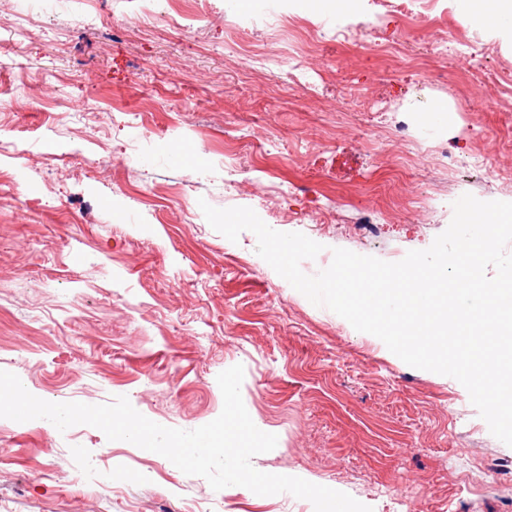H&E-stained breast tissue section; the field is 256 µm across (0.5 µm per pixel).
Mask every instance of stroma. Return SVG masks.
<instances>
[{
	"label": "stroma",
	"instance_id": "obj_1",
	"mask_svg": "<svg viewBox=\"0 0 512 512\" xmlns=\"http://www.w3.org/2000/svg\"><path fill=\"white\" fill-rule=\"evenodd\" d=\"M433 0L417 27L376 0L347 38L336 0L306 9L318 47L249 31L259 62L224 42V0L191 33L170 11L140 26L126 0H95L90 29L70 0L32 12L0 0V370L34 396L90 405L128 397L150 420L219 416L217 376L244 368V405L276 447L262 472L297 476L373 512H512V447L455 379L417 369L376 336L313 305L198 202L252 208L280 232L397 262L428 248L464 194L512 201V38ZM407 32L400 50L381 46ZM448 57L424 85L433 32ZM303 58L296 80L288 56ZM482 58L491 76L461 62ZM109 113L98 124L97 111ZM438 127L401 137L412 112ZM435 162L413 163L418 147ZM469 166L448 172L438 158ZM94 166H87V159ZM429 201L415 202L416 188ZM0 512H314L288 493L216 491L167 458L92 426L0 418ZM475 475L478 493L461 479Z\"/></svg>",
	"mask_w": 512,
	"mask_h": 512
}]
</instances>
